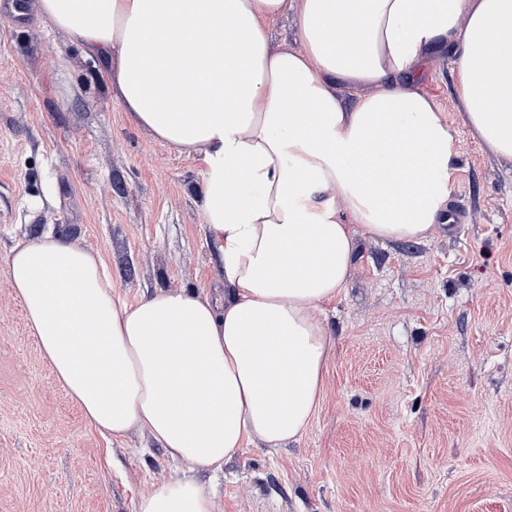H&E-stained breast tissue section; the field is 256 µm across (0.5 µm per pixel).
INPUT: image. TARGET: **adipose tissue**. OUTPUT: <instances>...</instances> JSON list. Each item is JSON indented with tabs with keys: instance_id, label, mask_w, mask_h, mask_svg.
Instances as JSON below:
<instances>
[{
	"instance_id": "adipose-tissue-1",
	"label": "adipose tissue",
	"mask_w": 512,
	"mask_h": 512,
	"mask_svg": "<svg viewBox=\"0 0 512 512\" xmlns=\"http://www.w3.org/2000/svg\"><path fill=\"white\" fill-rule=\"evenodd\" d=\"M96 60L131 122L195 157L220 298L130 304L103 259L54 233L16 245L8 282L58 382L104 438L148 432L186 475L136 512H218L194 471L249 440L308 430L332 339L318 312L347 282L352 225L424 237L448 211L455 135L420 88L425 54H457L470 132L512 159V0H38ZM292 13L296 49H271ZM355 93L346 105L341 88Z\"/></svg>"
}]
</instances>
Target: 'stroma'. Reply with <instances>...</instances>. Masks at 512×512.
I'll return each mask as SVG.
<instances>
[{"label": "stroma", "instance_id": "35a3bbf8", "mask_svg": "<svg viewBox=\"0 0 512 512\" xmlns=\"http://www.w3.org/2000/svg\"><path fill=\"white\" fill-rule=\"evenodd\" d=\"M456 57L422 87L455 130L462 224L375 239L320 314L332 339L305 435L199 474L221 512H512V159L455 108ZM195 158L130 122L37 0H0V512H135L184 468L141 430L104 440L58 383L5 258L53 231L102 256L128 302L222 282Z\"/></svg>", "mask_w": 512, "mask_h": 512}]
</instances>
